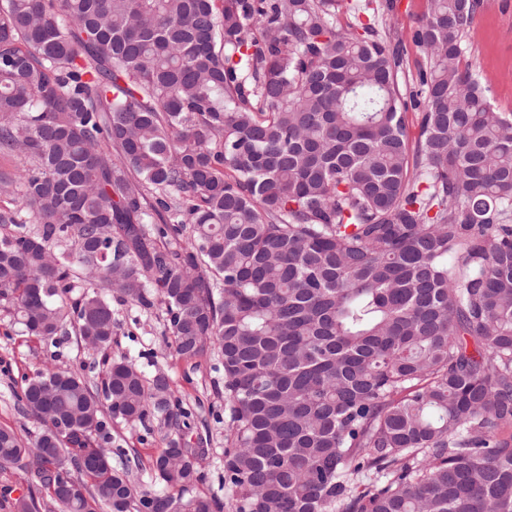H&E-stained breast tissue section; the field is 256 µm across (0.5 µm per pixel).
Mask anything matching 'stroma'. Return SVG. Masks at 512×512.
<instances>
[{
	"instance_id": "stroma-1",
	"label": "stroma",
	"mask_w": 512,
	"mask_h": 512,
	"mask_svg": "<svg viewBox=\"0 0 512 512\" xmlns=\"http://www.w3.org/2000/svg\"><path fill=\"white\" fill-rule=\"evenodd\" d=\"M354 10L339 12L336 27L351 30L368 18L391 28V40L403 52L398 74L403 96L415 91L423 63L420 47L413 41L415 30L427 11V0H393V10L370 15L369 5L379 0H353ZM466 58L481 83L488 88L493 105L501 112L512 113V0H485L465 39ZM117 327L112 343L113 357L135 360L146 375L164 371L173 381L184 408L190 410L189 432L207 441L208 453L198 460L203 476L197 493L221 490L224 475V372L218 351L183 360L174 352V342L167 329L165 314L149 313L128 305L116 307ZM49 360L44 344L13 334L11 319L0 314V428H16L27 419L19 412L16 392L23 376L32 374ZM168 428L152 422L150 428L136 426L112 433L114 445L124 448L129 458L137 459L133 468L138 489L150 488L149 461L164 448Z\"/></svg>"
}]
</instances>
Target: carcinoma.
I'll use <instances>...</instances> for the list:
<instances>
[{
	"label": "carcinoma",
	"mask_w": 512,
	"mask_h": 512,
	"mask_svg": "<svg viewBox=\"0 0 512 512\" xmlns=\"http://www.w3.org/2000/svg\"><path fill=\"white\" fill-rule=\"evenodd\" d=\"M484 0L399 53L346 0H0V310L105 351L112 299L224 368V488L177 434L138 490L112 429L188 412L127 357L49 364L0 429L12 512H512V113L466 62ZM117 153L119 161L112 160ZM77 479L61 485L60 470ZM26 491L24 475L17 470L0 474V512H10L8 502L18 498Z\"/></svg>",
	"instance_id": "1"
}]
</instances>
